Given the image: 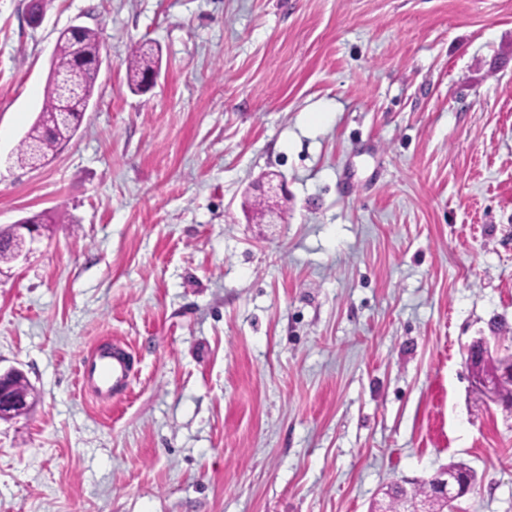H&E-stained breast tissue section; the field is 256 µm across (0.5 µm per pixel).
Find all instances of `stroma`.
<instances>
[{"label":"stroma","mask_w":512,"mask_h":512,"mask_svg":"<svg viewBox=\"0 0 512 512\" xmlns=\"http://www.w3.org/2000/svg\"><path fill=\"white\" fill-rule=\"evenodd\" d=\"M0 0V512H368L452 461L458 512H512V0ZM98 32L76 134L17 148L60 31ZM160 50L129 89L132 50ZM285 182L280 224L253 188ZM133 352L97 402L95 344Z\"/></svg>","instance_id":"obj_1"}]
</instances>
